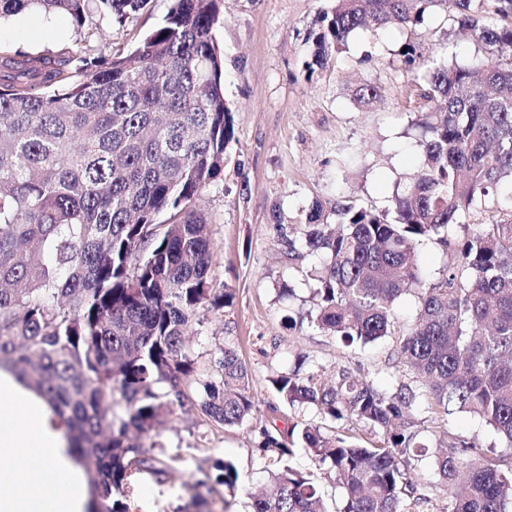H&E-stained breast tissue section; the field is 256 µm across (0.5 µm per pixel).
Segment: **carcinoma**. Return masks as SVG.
Returning <instances> with one entry per match:
<instances>
[{
    "label": "carcinoma",
    "mask_w": 512,
    "mask_h": 512,
    "mask_svg": "<svg viewBox=\"0 0 512 512\" xmlns=\"http://www.w3.org/2000/svg\"><path fill=\"white\" fill-rule=\"evenodd\" d=\"M149 2L0 0V20L60 12L76 32L109 37L102 21L121 23ZM447 3L489 50L512 52V0H336L320 19L315 62L358 30L412 28ZM489 5L501 24L483 22ZM217 20L218 0H171L127 52L77 39L32 58L0 44V366L65 422L95 512H133L132 476L162 482L184 467L151 437L169 397L227 427L253 417L237 353L224 348L216 373L204 374L186 341L233 298L209 274L213 242L192 207L221 176L234 135ZM422 77L437 107L420 122L423 162L391 207L338 200L332 226L317 204L303 237L286 240L289 260H318L308 323L348 346L393 339L417 386L387 394L345 367L331 385L314 370L273 376L290 405L361 422L380 440L363 446L312 424L261 429L268 479L252 512H322L330 476L338 512H422L432 497L407 471L426 455L414 431L423 408L474 414L512 449V213L466 223L490 196L512 207V63L440 59ZM451 225L464 226L462 238L448 239ZM429 240L446 249L437 278L419 254ZM405 293L418 311L401 325L393 309ZM297 448L315 468L289 464ZM212 468L234 493V463ZM428 487L444 488L446 512H512V453L486 458L450 436Z\"/></svg>",
    "instance_id": "obj_1"
}]
</instances>
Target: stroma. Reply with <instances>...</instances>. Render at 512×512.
I'll return each instance as SVG.
<instances>
[{
  "label": "stroma",
  "mask_w": 512,
  "mask_h": 512,
  "mask_svg": "<svg viewBox=\"0 0 512 512\" xmlns=\"http://www.w3.org/2000/svg\"><path fill=\"white\" fill-rule=\"evenodd\" d=\"M334 0H220L215 36L224 54V106L233 117L234 137L224 154L222 175L207 187L195 208L209 224L214 244L211 274L233 294L224 312L206 314L190 334L189 346L200 371L214 369L220 350L234 348L245 363L255 415L250 425L219 426L199 411L173 408L156 439L170 451L204 459H228L237 468L239 491L234 512H250L248 494L266 481L258 426L325 424L327 430L374 441L371 428L345 418L323 420L315 408L293 407L273 389L270 378L289 372L298 357L331 378L337 366L373 381L385 392L409 382L391 339L347 348L318 328L288 327L310 297L306 273L313 259L289 262L280 235L296 238L313 204L350 200L359 206L390 207L397 187L421 160L417 122L425 110V85L405 67L399 51L415 45L421 63L447 57L458 64L479 57L504 67L512 57L489 53L473 33L459 29L448 9L429 10L413 28L389 27L356 32L348 48L314 62L313 37L319 19ZM170 0H150L125 25L113 26L111 40L88 32L90 45L130 49L159 24ZM26 13L0 22V42L36 57L71 41L65 15ZM365 84L379 90L376 102L357 103ZM294 289L287 297L285 289ZM418 439L431 452L410 470L418 489L432 475V451L451 436L479 448L496 440L478 418L459 413L450 420L421 414ZM134 512H180L189 493L174 478L157 484L136 476Z\"/></svg>",
  "instance_id": "35a3bbf8"
}]
</instances>
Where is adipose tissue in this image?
Wrapping results in <instances>:
<instances>
[{
    "mask_svg": "<svg viewBox=\"0 0 512 512\" xmlns=\"http://www.w3.org/2000/svg\"><path fill=\"white\" fill-rule=\"evenodd\" d=\"M88 489L46 402L0 372V512H84Z\"/></svg>",
    "mask_w": 512,
    "mask_h": 512,
    "instance_id": "1",
    "label": "adipose tissue"
}]
</instances>
